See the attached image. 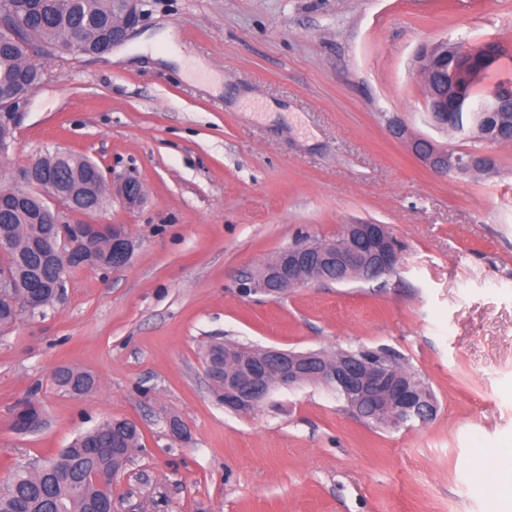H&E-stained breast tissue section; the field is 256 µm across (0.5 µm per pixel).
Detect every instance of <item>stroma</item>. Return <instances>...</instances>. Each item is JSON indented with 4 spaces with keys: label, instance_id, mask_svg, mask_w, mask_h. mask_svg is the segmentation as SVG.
Returning <instances> with one entry per match:
<instances>
[{
    "label": "stroma",
    "instance_id": "35a3bbf8",
    "mask_svg": "<svg viewBox=\"0 0 512 512\" xmlns=\"http://www.w3.org/2000/svg\"><path fill=\"white\" fill-rule=\"evenodd\" d=\"M155 34L201 74L142 54L139 37ZM489 40L506 53L478 100L512 78V0H146L111 53L42 59L0 184L59 149L111 181L138 179L146 198L68 214L124 225L131 261L69 272L58 301L0 332V487L125 418L141 440L112 483L114 512H496L468 481L489 480L490 458L512 448V142L433 126L415 66L422 47ZM411 138L489 154L495 169L436 172ZM354 222L390 226L393 272L242 293L295 237ZM222 340L388 350L425 379L437 413L383 427L322 384L231 412L206 373ZM64 366L94 388H58ZM22 400L43 418L26 432L12 423Z\"/></svg>",
    "mask_w": 512,
    "mask_h": 512
}]
</instances>
